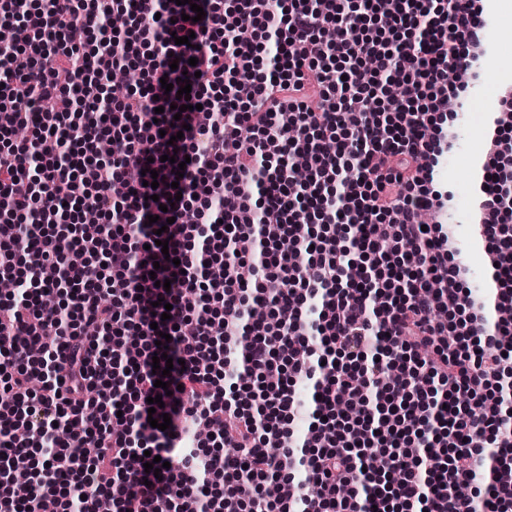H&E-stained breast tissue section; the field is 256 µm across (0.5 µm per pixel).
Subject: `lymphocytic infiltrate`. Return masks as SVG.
I'll return each instance as SVG.
<instances>
[{
	"label": "lymphocytic infiltrate",
	"instance_id": "obj_1",
	"mask_svg": "<svg viewBox=\"0 0 512 512\" xmlns=\"http://www.w3.org/2000/svg\"><path fill=\"white\" fill-rule=\"evenodd\" d=\"M195 4L193 22L175 0H0V279L17 284L0 298V512H512V92L478 226L495 324L420 221L482 6ZM146 56L138 84H109ZM302 379L318 399L297 441ZM188 420L216 448L170 467ZM472 484L488 498L458 495Z\"/></svg>",
	"mask_w": 512,
	"mask_h": 512
}]
</instances>
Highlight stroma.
<instances>
[{"label": "stroma", "instance_id": "stroma-1", "mask_svg": "<svg viewBox=\"0 0 512 512\" xmlns=\"http://www.w3.org/2000/svg\"><path fill=\"white\" fill-rule=\"evenodd\" d=\"M503 86V79L489 67L483 68L479 78L470 82L469 93L463 96L453 120L454 130H467L468 135L463 140L454 139L452 148L434 171V188L452 197L448 204L447 231L465 258L466 284L478 298L492 295L493 290L488 245L480 238L475 224L479 190L469 161L486 153L487 140L476 136L475 131L480 116L497 108Z\"/></svg>", "mask_w": 512, "mask_h": 512}]
</instances>
